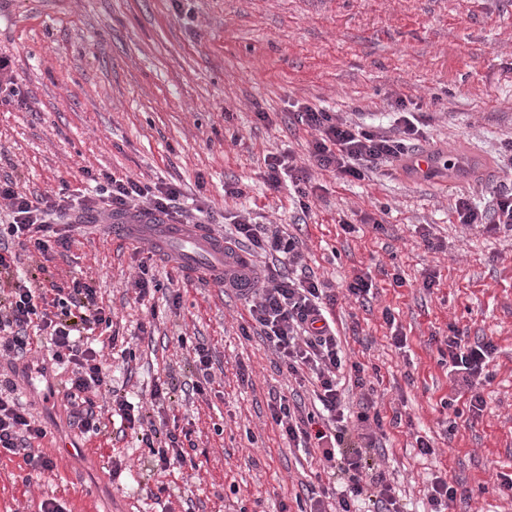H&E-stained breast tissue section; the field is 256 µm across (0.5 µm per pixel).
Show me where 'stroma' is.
<instances>
[{
	"label": "stroma",
	"instance_id": "1",
	"mask_svg": "<svg viewBox=\"0 0 512 512\" xmlns=\"http://www.w3.org/2000/svg\"><path fill=\"white\" fill-rule=\"evenodd\" d=\"M0 54L22 95L0 105L1 179L50 199L84 192L86 168L173 183L187 211L202 210L220 234L247 214L296 236L302 273L336 292L347 362L366 368L362 388L340 376L346 426L357 428L366 405L378 411L383 434L370 462L401 512H428L437 476L460 489L454 512H512L500 486L512 473V236L463 226L455 213L461 198L491 210L496 188L512 181V0H0ZM399 95L423 115L421 145L477 154L493 179L424 185L390 167L346 181L316 166L315 133L292 104L387 130ZM271 153L305 169L306 204L291 182L268 189ZM228 185L240 196H225ZM98 222L79 214L67 247L20 267L46 288L93 281L119 333L109 374L131 402L150 405L156 379L196 378L190 345L210 348L203 393L175 392L161 412L167 427H190L200 468L157 472L134 433L81 434L65 396L48 406L31 394L23 403L56 466L32 472L1 455L0 512H40L48 498L62 512H300L323 472L320 453L289 443L270 406L284 396L300 414L315 411L312 384L289 375L253 331L235 289L187 281L162 256L100 234ZM145 259L162 287L181 292L179 307L160 294L136 300L131 282ZM361 272L372 288L358 300L345 288ZM142 323L153 340H139ZM453 327L496 347L476 417L440 362ZM62 436L86 453L62 454ZM420 437L432 454L420 453Z\"/></svg>",
	"mask_w": 512,
	"mask_h": 512
}]
</instances>
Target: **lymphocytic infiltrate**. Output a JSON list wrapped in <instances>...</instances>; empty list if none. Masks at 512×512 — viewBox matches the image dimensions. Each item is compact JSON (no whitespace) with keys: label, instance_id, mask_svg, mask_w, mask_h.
<instances>
[{"label":"lymphocytic infiltrate","instance_id":"1","mask_svg":"<svg viewBox=\"0 0 512 512\" xmlns=\"http://www.w3.org/2000/svg\"><path fill=\"white\" fill-rule=\"evenodd\" d=\"M394 106L400 114L398 125L387 132L366 129L308 104L298 105L296 115L298 123L316 133L310 146L316 165L335 171L341 178L361 180L368 172L406 157L422 134L420 121L409 112L405 98L396 97ZM84 175L93 183L94 191L76 202L63 193L54 200L32 199L18 193L12 181H0V203L11 217L10 222L0 225V358H27L34 349L31 328L48 331L53 360L70 370L64 388L74 425L81 433L97 435L106 429L107 417H119L123 428L140 433L152 466L165 472L186 465L191 456L179 434L146 426L141 407L113 389L103 351L86 343L87 335L112 325V315L99 305L93 284L75 278L66 286L48 289L34 286L29 279H11L19 250L31 248L44 255L51 244L66 245L60 226L71 211L96 210L106 218L141 206L170 212L181 195L174 184L151 186L128 176L89 169ZM456 212L466 226L482 224L490 233L512 232V185L497 189L492 214H484L462 199L456 203ZM235 240L275 259L266 286L250 294L249 314L288 372L299 376L311 371L317 384L316 398L330 421L329 427H318L314 414L296 416L284 398L272 408L271 417L283 435L294 443H316L324 472L346 482V492L335 502L313 498L310 512H352V499L362 495L372 499L375 512H399L384 475L370 477L365 473L375 448L373 434L359 433L358 443L352 445L346 443L344 430L337 427L343 402L338 372L350 369L358 386L365 385L366 378L361 363H345L330 324L337 302L335 293L329 284L314 277L296 278L280 271V264L294 265L301 260L299 242L293 235L244 218L235 225ZM444 344L440 355L447 359L456 386L469 393V411L481 412L484 398L479 387L490 379L488 366L494 344L469 342L457 329L448 334ZM15 391L13 381L0 382V454L22 456L34 471L53 469L54 460L35 446L46 431L15 398Z\"/></svg>","mask_w":512,"mask_h":512}]
</instances>
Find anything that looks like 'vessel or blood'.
<instances>
[{"mask_svg":"<svg viewBox=\"0 0 512 512\" xmlns=\"http://www.w3.org/2000/svg\"><path fill=\"white\" fill-rule=\"evenodd\" d=\"M405 165L416 181L451 184L469 178L475 170V159L422 147L406 158ZM100 230L133 248L145 242L151 244L163 255L174 257L190 276L212 280L231 268L241 276L242 287L253 285L248 257L236 250H226L223 238L208 227L181 224L167 215L145 212L134 218H115L112 223L101 225Z\"/></svg>","mask_w":512,"mask_h":512,"instance_id":"b4317fda","label":"vessel or blood"}]
</instances>
